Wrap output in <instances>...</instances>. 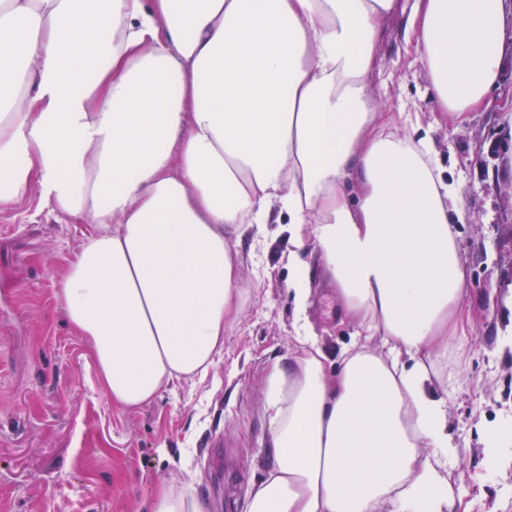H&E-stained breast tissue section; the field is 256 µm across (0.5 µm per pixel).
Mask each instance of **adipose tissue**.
<instances>
[{
  "label": "adipose tissue",
  "instance_id": "ef3b65f1",
  "mask_svg": "<svg viewBox=\"0 0 512 512\" xmlns=\"http://www.w3.org/2000/svg\"><path fill=\"white\" fill-rule=\"evenodd\" d=\"M396 0H0V212L37 191L90 224L54 299L130 411L204 377L240 316L233 249L288 225L297 315L314 281L356 333L265 378L268 466L248 512H452L448 362L469 317L468 213L413 111L370 76ZM502 0H418L431 98L489 108ZM311 263H304V256ZM146 512H207L158 483Z\"/></svg>",
  "mask_w": 512,
  "mask_h": 512
}]
</instances>
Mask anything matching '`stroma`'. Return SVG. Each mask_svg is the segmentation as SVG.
<instances>
[{"label":"stroma","instance_id":"stroma-1","mask_svg":"<svg viewBox=\"0 0 512 512\" xmlns=\"http://www.w3.org/2000/svg\"><path fill=\"white\" fill-rule=\"evenodd\" d=\"M414 0L383 21L371 76L380 102L417 103L438 162L453 168L470 218L458 228L474 317L448 394L449 460L459 512H512V447L489 455L480 429L512 424V112L435 123L429 77L404 28ZM89 225L41 210L37 195L0 212V512H137L147 488L188 480L208 512H246L265 474L264 379L312 331L330 358L349 340L330 289H315L307 323L288 293V234L253 229L237 246L242 312L205 379L176 383L145 406L112 409L89 345L53 299L54 280Z\"/></svg>","mask_w":512,"mask_h":512}]
</instances>
